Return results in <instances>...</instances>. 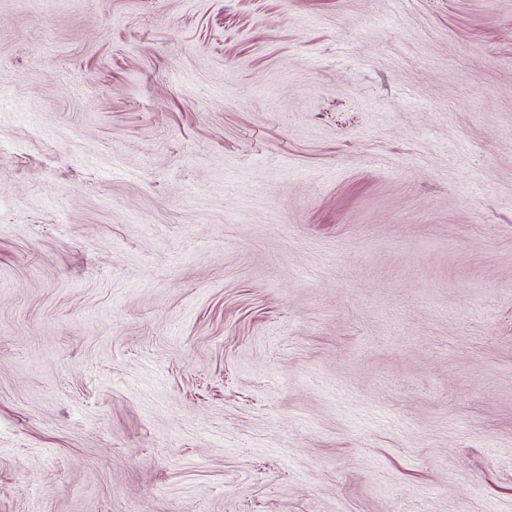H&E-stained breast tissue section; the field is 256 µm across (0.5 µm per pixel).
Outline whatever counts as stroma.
Wrapping results in <instances>:
<instances>
[{
	"instance_id": "1",
	"label": "stroma",
	"mask_w": 512,
	"mask_h": 512,
	"mask_svg": "<svg viewBox=\"0 0 512 512\" xmlns=\"http://www.w3.org/2000/svg\"><path fill=\"white\" fill-rule=\"evenodd\" d=\"M0 512H512V0H0Z\"/></svg>"
}]
</instances>
